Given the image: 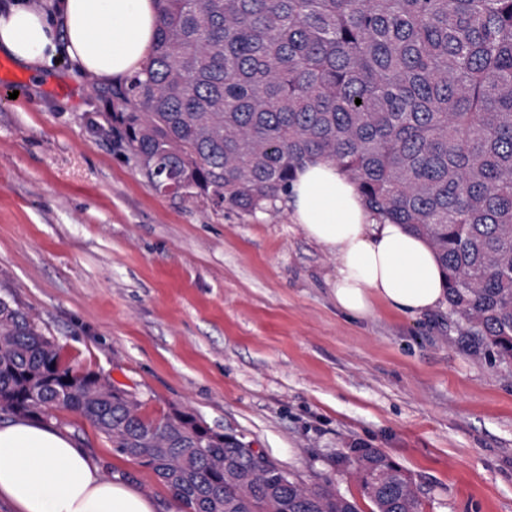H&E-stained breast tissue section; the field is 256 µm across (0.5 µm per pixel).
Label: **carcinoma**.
Instances as JSON below:
<instances>
[{
	"instance_id": "obj_1",
	"label": "carcinoma",
	"mask_w": 512,
	"mask_h": 512,
	"mask_svg": "<svg viewBox=\"0 0 512 512\" xmlns=\"http://www.w3.org/2000/svg\"><path fill=\"white\" fill-rule=\"evenodd\" d=\"M142 71L112 90L119 138L153 188L215 209L276 207L315 156L380 221L435 250L448 307L512 364V0H156ZM361 104H355L356 99ZM80 415L149 467L182 512H363L326 479L281 481L192 412L155 417L75 372L0 297V411ZM369 512H424L377 448L336 456Z\"/></svg>"
}]
</instances>
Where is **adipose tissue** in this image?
Here are the masks:
<instances>
[{"label": "adipose tissue", "mask_w": 512, "mask_h": 512, "mask_svg": "<svg viewBox=\"0 0 512 512\" xmlns=\"http://www.w3.org/2000/svg\"><path fill=\"white\" fill-rule=\"evenodd\" d=\"M155 0H54L51 9L16 0L0 11V52L31 74L58 54L105 84L146 62L156 35ZM288 204L302 232L336 258L337 309L363 320L382 301L409 315L445 297L435 253L402 224L375 223L355 184L315 157L296 173ZM13 512H157L122 479H104L66 432L24 417L0 424V500Z\"/></svg>", "instance_id": "adipose-tissue-1"}]
</instances>
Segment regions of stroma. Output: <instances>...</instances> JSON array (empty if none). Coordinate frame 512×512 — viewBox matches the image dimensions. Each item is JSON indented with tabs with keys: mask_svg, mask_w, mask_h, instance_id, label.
<instances>
[{
	"mask_svg": "<svg viewBox=\"0 0 512 512\" xmlns=\"http://www.w3.org/2000/svg\"><path fill=\"white\" fill-rule=\"evenodd\" d=\"M68 60L0 104V295L80 372L149 412L191 407L310 483L344 448H377L425 512H512V368L464 341L447 305L414 317L336 308V260L276 211H216L157 192ZM97 463L170 512L147 467L79 415L50 411Z\"/></svg>",
	"mask_w": 512,
	"mask_h": 512,
	"instance_id": "1",
	"label": "stroma"
}]
</instances>
